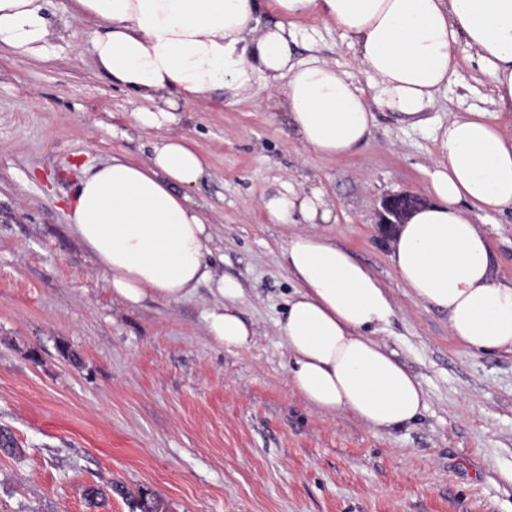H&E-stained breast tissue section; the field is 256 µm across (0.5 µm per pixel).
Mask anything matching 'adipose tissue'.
Segmentation results:
<instances>
[{"mask_svg": "<svg viewBox=\"0 0 512 512\" xmlns=\"http://www.w3.org/2000/svg\"><path fill=\"white\" fill-rule=\"evenodd\" d=\"M48 0H0V49L44 57ZM102 28L98 69L134 94L136 121L156 127L213 90L227 104L264 94L284 110L299 142L336 161L367 144L374 108L412 123L457 80L466 44L489 79L496 111L467 112L435 135L431 202L398 225L389 263L414 301L448 315V332L473 352H512V282L500 281L490 232L477 213L512 210V0H73ZM273 23L262 24L263 15ZM335 24L353 51L354 73L318 57L294 60L295 19ZM210 167L187 138H163L149 162L117 154L90 168L69 203L70 227L131 306L178 302L204 282L216 302L208 336L248 351L255 331L238 314L236 280L207 261L212 233L192 195ZM267 223L291 231L280 251L296 283L278 330L287 383L327 413L346 412L371 431L392 432L426 407L418 377L380 340L393 306L370 268L320 232L333 209L324 194L282 185L264 194Z\"/></svg>", "mask_w": 512, "mask_h": 512, "instance_id": "obj_1", "label": "adipose tissue"}]
</instances>
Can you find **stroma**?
Here are the masks:
<instances>
[{
    "mask_svg": "<svg viewBox=\"0 0 512 512\" xmlns=\"http://www.w3.org/2000/svg\"><path fill=\"white\" fill-rule=\"evenodd\" d=\"M68 26L47 59L0 53V428L20 455L0 454V512H132L112 494L90 508L84 490L123 483L158 494L168 512H512V353H472L448 316L411 300L379 226L385 196L427 197L435 130L455 114L492 110L491 90L459 45L457 85L414 126L376 110L370 142L338 161L287 135L283 113L215 91L133 139L137 103L100 72L99 31L50 0ZM294 52L350 70L352 52L317 15L297 21ZM161 137H185L210 158L199 191L212 223L217 275L243 289L249 351L215 344L203 313L210 284L177 303L129 306L72 232L63 201L79 165L126 152L149 161ZM289 184L333 203L329 232L384 283L394 313L380 340L418 376L426 407L391 433L308 405L287 383L277 330L294 283L277 256L287 231L263 223L261 194ZM481 222L497 273L512 280V211Z\"/></svg>",
    "mask_w": 512,
    "mask_h": 512,
    "instance_id": "obj_1",
    "label": "stroma"
}]
</instances>
